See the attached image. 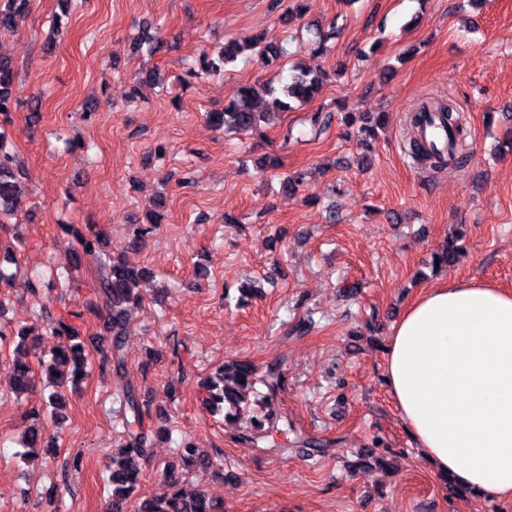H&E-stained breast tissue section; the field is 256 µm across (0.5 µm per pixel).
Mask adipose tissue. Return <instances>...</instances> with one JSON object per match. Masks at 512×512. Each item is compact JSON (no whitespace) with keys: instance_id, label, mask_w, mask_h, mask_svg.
I'll list each match as a JSON object with an SVG mask.
<instances>
[{"instance_id":"1","label":"adipose tissue","mask_w":512,"mask_h":512,"mask_svg":"<svg viewBox=\"0 0 512 512\" xmlns=\"http://www.w3.org/2000/svg\"><path fill=\"white\" fill-rule=\"evenodd\" d=\"M384 374L436 476L512 512V292L426 289L392 327Z\"/></svg>"}]
</instances>
